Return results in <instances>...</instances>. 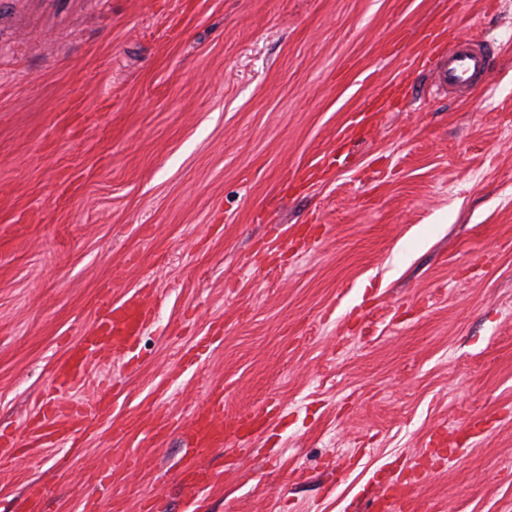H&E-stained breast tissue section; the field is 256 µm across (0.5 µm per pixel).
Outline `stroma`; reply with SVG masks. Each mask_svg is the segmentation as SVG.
<instances>
[{
	"mask_svg": "<svg viewBox=\"0 0 512 512\" xmlns=\"http://www.w3.org/2000/svg\"><path fill=\"white\" fill-rule=\"evenodd\" d=\"M499 52L467 100L416 36L438 15ZM406 102L349 141L381 85ZM332 175L286 191L290 169ZM0 427L25 432L97 299L155 297L135 365L98 355L69 399L107 398L80 449L0 469V512H184L183 430L267 406L201 451L196 512H512V0H0ZM206 360L184 352L212 327ZM154 413L114 440L109 423ZM405 83L401 78L394 79L378 89L376 94L366 103L363 109L354 116L352 123L360 124L368 118V113L379 112L377 102L382 97L400 98L405 96ZM224 398L211 396L200 406L188 426L187 447L192 453L200 449L224 447ZM121 448H113V454L104 457L100 462V485L112 476V468L121 467L133 469L137 465V459L127 454L123 455L118 451Z\"/></svg>",
	"mask_w": 512,
	"mask_h": 512,
	"instance_id": "obj_1",
	"label": "stroma"
}]
</instances>
